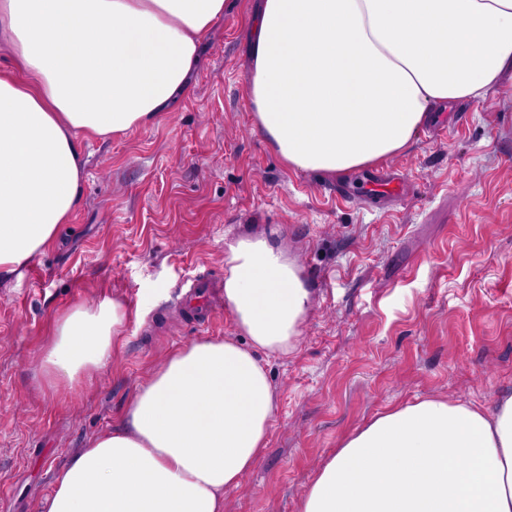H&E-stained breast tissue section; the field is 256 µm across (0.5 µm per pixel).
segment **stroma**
I'll list each match as a JSON object with an SVG mask.
<instances>
[{
    "label": "stroma",
    "instance_id": "stroma-1",
    "mask_svg": "<svg viewBox=\"0 0 512 512\" xmlns=\"http://www.w3.org/2000/svg\"><path fill=\"white\" fill-rule=\"evenodd\" d=\"M229 0L186 93L150 125L81 140V202L54 245L0 284V512H40L54 473L118 426L167 354L234 335L223 306L227 242L276 231L314 295L297 351L269 357L279 403L269 445L224 512H297L319 463L392 406L439 396L491 406L512 391V92L433 112L387 168L407 195L367 197L369 170L285 166L254 130L245 82L249 18ZM446 135H437V128ZM356 200L338 202L337 186ZM121 301L112 363L75 391L44 384L36 358L56 318Z\"/></svg>",
    "mask_w": 512,
    "mask_h": 512
}]
</instances>
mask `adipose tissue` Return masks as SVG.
<instances>
[{
  "label": "adipose tissue",
  "mask_w": 512,
  "mask_h": 512,
  "mask_svg": "<svg viewBox=\"0 0 512 512\" xmlns=\"http://www.w3.org/2000/svg\"><path fill=\"white\" fill-rule=\"evenodd\" d=\"M227 0H0V282L57 239L81 197L79 135L154 121L183 94ZM253 122L288 167L344 175L403 152L438 107L512 76V0H261ZM235 335L173 349L123 421L55 472L41 512H224L277 406L264 358L293 354L313 306L274 238L229 243ZM127 310L78 305L38 371L57 389L111 363ZM298 512H512V392L429 397L366 421L324 458Z\"/></svg>",
  "instance_id": "obj_1"
}]
</instances>
